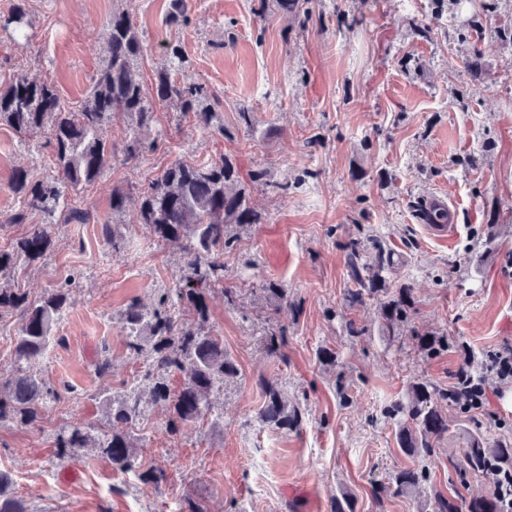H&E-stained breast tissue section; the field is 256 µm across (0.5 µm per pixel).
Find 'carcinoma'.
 Masks as SVG:
<instances>
[{"label":"carcinoma","instance_id":"cac0c4a2","mask_svg":"<svg viewBox=\"0 0 512 512\" xmlns=\"http://www.w3.org/2000/svg\"><path fill=\"white\" fill-rule=\"evenodd\" d=\"M275 2L286 14L308 15V0ZM187 12L188 0H171L169 23H187ZM0 21L23 32L29 25L28 0H14L7 17ZM144 51L130 16L114 12L107 21L104 60L77 108L62 105L53 83L31 80L21 72L0 85V125L11 128L22 142L45 138L53 157L51 173L33 179L20 169L11 183L23 205L11 223H24L30 212L39 214L41 223L31 225L12 248L0 249V310L14 311L21 320L14 350L17 367L10 375L0 376V422L34 427L51 403V391L31 366L44 358L55 339L53 330L66 311L75 277L68 276L42 298L31 301L16 287V274L47 257L53 246V226L88 222L89 213L73 203L71 196L92 185L110 167L114 150L106 133L112 118L122 113L135 119V129L121 150L125 165L138 164L151 148L145 132L155 122L156 103H169L191 115L200 128L211 127L216 118L219 98L212 88L175 76L185 63L179 44H166L169 68L155 73L150 92L139 73ZM237 181V170L225 157L209 163L177 159L147 186L112 193L113 214L119 216L134 207L139 223L157 241L178 244L186 258L187 274L165 289L154 306L133 302L124 312L128 348L136 356L146 355L149 400L166 408L171 434L210 411L224 380L238 374L235 361L224 350L223 338L206 328L209 294L222 288L228 300H233V291L224 287V250L233 242L229 227L258 221L245 195L232 191ZM346 249L351 282L344 291L347 308L376 303L381 334L392 341L402 329H410L416 351L423 358L456 348L448 335L412 326V288L394 289L384 276L385 270L395 265L393 253L380 249L377 258L367 262L362 260L360 240H349ZM263 291L279 307H296L288 289L278 283L269 282ZM287 342L284 327H268L262 336L264 348L273 357L281 354ZM176 375L182 377L177 388L171 384ZM478 384L480 377L470 368L458 371L446 387L417 380L403 398L383 411L384 417L397 425L398 448L412 458V465L393 472L391 489L395 495L415 498L417 512H512V444L480 433L466 435L463 453L451 464L462 483L474 474L490 479L493 489L466 495L456 492L449 497L439 494L430 510L426 501L417 498L430 479V464L448 433L447 412L453 411L461 419L478 409L471 396L472 387ZM264 394L259 411L263 425L281 430L300 427L302 410L288 401L281 388L269 385ZM100 403L108 430L98 431L93 425L59 428L55 438L58 462L71 460L82 448L94 447L122 471L141 467L140 438L133 429L143 420L142 393L132 389L120 397L105 396ZM0 512H29L25 501L14 495L10 476L2 471Z\"/></svg>","mask_w":512,"mask_h":512}]
</instances>
